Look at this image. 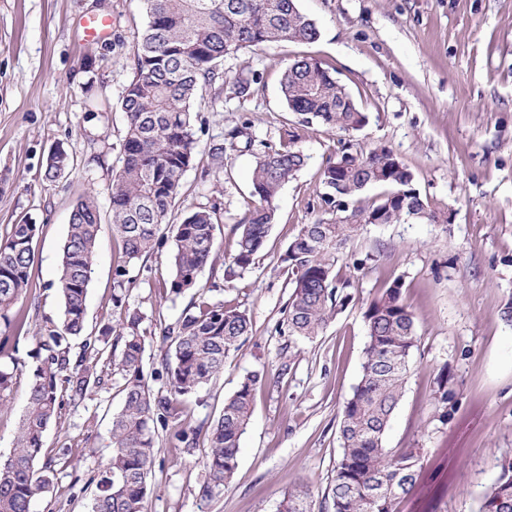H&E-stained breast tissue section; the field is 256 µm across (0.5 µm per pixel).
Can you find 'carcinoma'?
<instances>
[{
    "label": "carcinoma",
    "mask_w": 512,
    "mask_h": 512,
    "mask_svg": "<svg viewBox=\"0 0 512 512\" xmlns=\"http://www.w3.org/2000/svg\"><path fill=\"white\" fill-rule=\"evenodd\" d=\"M147 25L133 48L134 75L125 88L122 109L127 124L119 167L108 186L112 229L122 243L124 262L153 253L159 232L174 204L185 171L196 154L193 110L203 86L224 89V57L269 42H313L316 23L301 12L297 0H142ZM287 107L302 124L342 131L359 130L366 122L353 98L336 77L315 59L296 60L281 80ZM231 146H252L248 123L227 132ZM385 146L364 148L343 143L322 171V205L346 210L366 190L389 188L380 202L352 211L348 224H305L286 248L282 263L292 284L283 325L291 336L314 338L346 306L350 278L335 271L338 252L365 224H397L429 217L414 174L391 162ZM306 162L289 132L279 147L256 157L251 194L257 205L238 224L234 252L224 278L233 280L249 269L263 249L276 213L274 202L283 185ZM70 156L58 150L47 157L46 174L57 178ZM100 214L89 199L71 214L57 279L61 315L35 336L36 364L25 383V407L14 448L0 458V512H33L37 498L50 492L53 479L37 467L48 427L60 419L61 393L82 401L105 385L103 367L112 362L124 380V405L112 416V453L102 463L91 512H146L148 477L155 462L156 431L169 433L175 446L194 443L196 432L183 425L181 404L224 371V359L240 348L251 330L246 312L213 303L199 285L203 269L217 256L215 209L198 207L173 225L169 293L197 289L192 310L174 330L165 332V350L154 380L166 393H153L143 370L145 336L141 316L126 305L125 267H116L117 293L112 304L124 310L119 330L98 332L85 326L86 297L96 257ZM34 224H13L0 240V359L13 358L17 333L27 326V300L34 261ZM367 343L361 376L344 402L339 421L342 452L336 461L327 498L331 512H399L401 500L419 476V456L408 448L391 455L385 436L407 382L417 343L414 318L403 297L402 281H394L372 300L364 313ZM266 376L248 373L208 433L206 481L208 499L229 484L238 466L240 439L251 417L253 392ZM17 362L0 363V406L20 384ZM452 371L444 365L436 377L435 399L442 417L451 419L457 399ZM497 476L480 498L479 512H512V453L497 458ZM280 512H312L305 498L290 494Z\"/></svg>",
    "instance_id": "cac0c4a2"
}]
</instances>
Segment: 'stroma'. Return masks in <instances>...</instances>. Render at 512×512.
I'll return each mask as SVG.
<instances>
[{"instance_id": "obj_1", "label": "stroma", "mask_w": 512, "mask_h": 512, "mask_svg": "<svg viewBox=\"0 0 512 512\" xmlns=\"http://www.w3.org/2000/svg\"><path fill=\"white\" fill-rule=\"evenodd\" d=\"M320 36L311 43L273 42L226 56L223 95L202 88L194 110L202 119L194 165L181 180L167 221L195 207L216 210L223 257L233 252L238 221L254 204L255 156L295 132L306 165L284 184L276 220L250 269L233 282L224 264L199 280L215 302L246 310L251 331L224 362V372L186 398L193 448L156 434L148 512H277L291 492L319 512L341 453L342 405L357 384L367 331V303L394 280L419 336L410 373L385 437L386 448L421 451L423 472L400 512H477L497 475L496 459L512 451V324L500 309L512 299V0H299ZM107 19V33L88 38L83 22ZM147 16L141 0H0V239L11 225H36L29 323L17 357L35 361L34 335L57 319L58 269L71 213L94 199L101 224L86 298V329L117 325L112 305L115 268L122 263L112 231L108 186L118 165L126 114L124 89L133 77L132 50ZM321 62L352 95L367 124L351 133L299 125L281 94L293 60ZM257 74L247 95L238 77ZM249 123L252 150L228 148L224 167L209 157L225 132ZM383 145L413 172L429 218L363 225L338 255L351 274V300L313 339L281 331L291 288L280 261L302 225L348 222L349 212L321 205V171L343 142ZM62 147L72 163L44 177L49 152ZM170 231L158 250L130 264V307L143 315L145 375L159 368L161 334L184 316L195 290L167 292ZM364 260L353 270L354 260ZM450 366L457 411L439 418L435 378ZM265 371L240 441L230 484L212 499L199 490L208 431L242 378ZM123 380L108 373L103 389L80 405L64 404L46 432L40 463L55 478L36 512H90L88 482L112 452L111 417L124 400Z\"/></svg>"}]
</instances>
